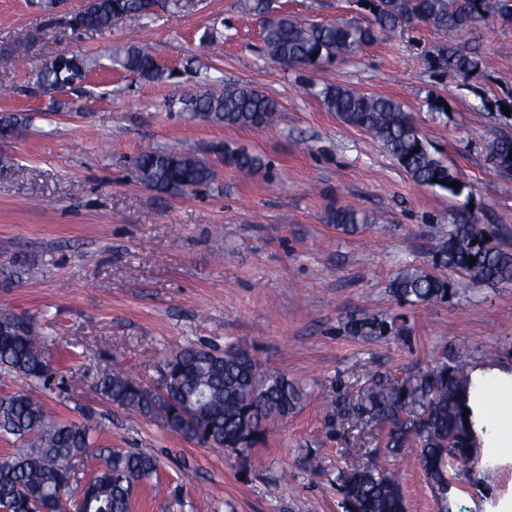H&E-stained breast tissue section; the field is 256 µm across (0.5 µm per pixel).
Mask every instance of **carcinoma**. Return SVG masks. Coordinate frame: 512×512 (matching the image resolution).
<instances>
[{
  "mask_svg": "<svg viewBox=\"0 0 512 512\" xmlns=\"http://www.w3.org/2000/svg\"><path fill=\"white\" fill-rule=\"evenodd\" d=\"M274 0H251L248 11L261 18L262 40L272 60L307 68L322 60L352 54L385 33L425 25L443 33L473 28L489 14L503 24H512V0H360L372 17L366 24L354 18L332 24L302 23L279 13ZM155 0H89L84 10L70 19L76 28L102 31L123 16L151 12ZM438 70L456 79L473 72L478 61L453 46L438 50ZM119 64L148 80H162L165 72L151 53L138 45L128 47ZM85 65L67 57L64 65L53 61L37 74L39 86H67L81 79ZM317 96L329 112L346 125L358 128L380 141L413 181L437 187L454 196L457 180L448 165L437 158L400 102L356 91L341 85H326ZM191 109L202 118L226 127L259 128L277 119L278 102L249 85H226L219 93L190 99ZM213 152L224 163L251 174L263 167L257 154L216 145ZM512 135L500 134L489 144L495 167L512 160ZM140 181L160 192L185 194L215 179L213 166L194 152L158 151L138 157ZM374 218L354 208H339L328 223L344 232H354ZM475 258L469 264V258ZM434 271L406 269L393 278L390 292L403 303L419 305L446 302L457 288L495 286L512 281V250L501 247L489 227L464 222L452 225L448 238L431 251ZM37 268L34 257L0 269V277L17 281ZM467 276L455 284L440 271ZM352 336L369 339L386 336L392 326L386 321L360 317L345 323ZM46 337L29 320L18 316L0 318V371L16 377L22 386L0 393V436L12 441L13 451L0 457V505L10 512H68L61 490L82 480L84 457L94 447L93 419L61 421L49 415L42 394L51 390V366L44 354ZM162 392L146 388L121 372L98 379L95 389L113 405L159 417L168 428L212 448L245 452L265 439V422L294 413L306 396L304 389L279 373L263 374L244 350L223 351L186 346L166 357L162 364ZM353 415L361 423L384 425L385 448L397 455L416 449L421 471L430 484L439 512H453L448 498L452 487L448 472L479 483L481 448L473 423L465 415L469 365L456 356L399 379L375 371ZM104 461L84 481L83 512H130L132 492L138 483L158 470V460L148 451L96 449ZM336 489L345 512H407L406 498L393 475L377 460L366 465L337 469Z\"/></svg>",
  "mask_w": 512,
  "mask_h": 512,
  "instance_id": "cac0c4a2",
  "label": "carcinoma"
}]
</instances>
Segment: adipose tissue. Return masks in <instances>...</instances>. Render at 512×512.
Wrapping results in <instances>:
<instances>
[{"instance_id": "ef3b65f1", "label": "adipose tissue", "mask_w": 512, "mask_h": 512, "mask_svg": "<svg viewBox=\"0 0 512 512\" xmlns=\"http://www.w3.org/2000/svg\"><path fill=\"white\" fill-rule=\"evenodd\" d=\"M467 407L486 428L481 436L484 452L512 461V371L473 368Z\"/></svg>"}]
</instances>
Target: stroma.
<instances>
[{"mask_svg": "<svg viewBox=\"0 0 512 512\" xmlns=\"http://www.w3.org/2000/svg\"><path fill=\"white\" fill-rule=\"evenodd\" d=\"M245 3L157 0L152 13L98 32L63 23L83 0H0V54L28 48L22 65L0 67V115L23 119L18 134L0 139L11 159L0 171V264L42 260L37 278L0 288V315L26 316L46 334L59 380L45 399L52 416L78 421L91 410L100 447L159 455L157 478L135 487L130 512H344L336 471L373 453L394 472L408 512H437L415 453L388 455L381 428H353L342 410L370 371L401 377L445 354L512 369V282L419 306L389 291L401 271L431 269V242L460 221L491 225L512 248V179L488 149L512 134V115L486 108L495 99L512 105V25L491 18L448 35L420 25L301 69L266 56ZM277 4L309 23L359 10L355 0ZM133 43L149 48L166 79L119 65ZM446 45L475 53L467 79L437 76L432 59ZM65 52L87 62L85 79L41 92L39 67ZM235 83L276 99L277 122L227 128L190 110L189 98ZM327 84L402 103L469 192L415 183L372 136L326 111L314 91ZM217 143L256 152L263 168L246 176L213 157L214 182L185 195L137 177L141 154L203 153ZM349 206L375 223L354 233L327 223L328 211ZM353 316L397 331L350 335ZM230 344L307 392L248 453L201 445L95 389L113 370L154 388L166 354ZM510 494V464L482 487L453 481L455 512H494Z\"/></svg>", "mask_w": 512, "mask_h": 512, "instance_id": "stroma-1", "label": "stroma"}]
</instances>
